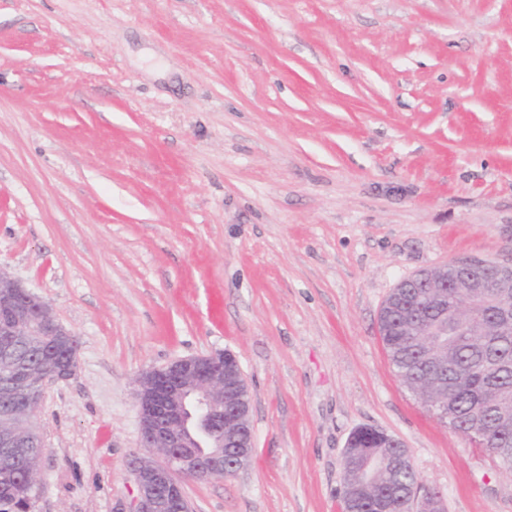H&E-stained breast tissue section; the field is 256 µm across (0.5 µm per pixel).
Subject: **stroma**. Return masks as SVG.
Instances as JSON below:
<instances>
[{"instance_id":"35a3bbf8","label":"stroma","mask_w":512,"mask_h":512,"mask_svg":"<svg viewBox=\"0 0 512 512\" xmlns=\"http://www.w3.org/2000/svg\"><path fill=\"white\" fill-rule=\"evenodd\" d=\"M473 257L512 263V0H0V267L80 340L36 512H132L138 378L224 351L252 463L193 512H342L364 425L445 512H512L379 333Z\"/></svg>"}]
</instances>
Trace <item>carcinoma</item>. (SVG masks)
<instances>
[{
	"instance_id": "carcinoma-1",
	"label": "carcinoma",
	"mask_w": 512,
	"mask_h": 512,
	"mask_svg": "<svg viewBox=\"0 0 512 512\" xmlns=\"http://www.w3.org/2000/svg\"><path fill=\"white\" fill-rule=\"evenodd\" d=\"M460 300L450 288H425L421 284L394 288L380 314V335L390 361L401 382L412 393L431 403L451 399L455 418L434 411L438 419L455 432L465 431L474 415L488 418L494 429V441L485 450L499 458L494 450L512 449V318L503 311L512 301L491 303L480 310L459 312ZM410 307L419 325L434 326L443 333L437 352L446 360V371L434 372L420 337L405 329L404 309ZM248 433L240 438L241 447L226 448L225 471L232 475L234 465L251 462L252 449L246 447ZM356 454L344 459V478L365 480L363 467L377 448L385 447L378 429L362 427L348 440ZM400 449L391 448L378 456L376 468L368 480V492L361 498H342L343 512H376L374 502L392 498L390 512H403V499L420 480L413 468L394 465ZM27 461L3 463L0 460V505L10 512H34L36 496L23 491Z\"/></svg>"
}]
</instances>
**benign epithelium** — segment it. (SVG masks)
<instances>
[{"label":"benign epithelium","mask_w":512,"mask_h":512,"mask_svg":"<svg viewBox=\"0 0 512 512\" xmlns=\"http://www.w3.org/2000/svg\"><path fill=\"white\" fill-rule=\"evenodd\" d=\"M453 275H448V267ZM433 267L423 277L441 288L448 286L473 306L512 299V264L468 258ZM0 318L17 327L0 342V362L10 366L14 378L3 389L0 409V456L41 458L43 438L36 430L14 426L15 404H31L35 392L44 393L53 380H66L75 372L79 345L59 356L55 339L75 333L60 323L53 309L10 272L0 269ZM226 352L176 359L142 374L135 398L141 442L155 449L163 461L135 457L137 495L131 512H190L181 480L207 481L224 475L225 445L237 443L242 424L250 420L251 402L225 380ZM410 503L420 512H441V495L415 489Z\"/></svg>","instance_id":"obj_1"}]
</instances>
